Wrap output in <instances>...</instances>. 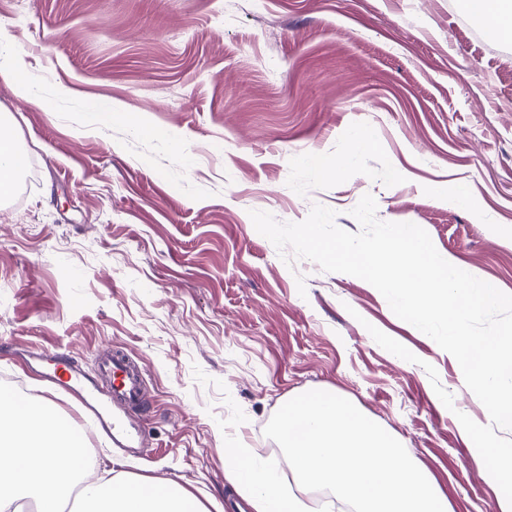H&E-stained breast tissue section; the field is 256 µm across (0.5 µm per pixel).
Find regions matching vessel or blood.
<instances>
[{"label":"vessel or blood","instance_id":"obj_1","mask_svg":"<svg viewBox=\"0 0 512 512\" xmlns=\"http://www.w3.org/2000/svg\"><path fill=\"white\" fill-rule=\"evenodd\" d=\"M39 373L58 390L74 395L112 447H141L146 434L137 421L146 407L141 374L119 350L103 353L87 371L63 349L35 347L28 355Z\"/></svg>","mask_w":512,"mask_h":512}]
</instances>
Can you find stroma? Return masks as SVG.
<instances>
[{
  "label": "stroma",
  "mask_w": 512,
  "mask_h": 512,
  "mask_svg": "<svg viewBox=\"0 0 512 512\" xmlns=\"http://www.w3.org/2000/svg\"><path fill=\"white\" fill-rule=\"evenodd\" d=\"M0 27L30 85L23 99L0 77V130L34 163L0 198V379L37 386L12 359L23 345L89 368L120 348L149 400L141 456L86 434L89 481L170 483L224 512L249 498L224 472L226 449L244 448L328 512L264 434L319 389L398 439L451 512H496L457 415L489 418L456 359L366 281L286 264L250 213L300 222L320 204L356 232L369 193L378 219L420 225L512 294V42L463 0H0ZM97 100L128 119L87 129Z\"/></svg>",
  "instance_id": "obj_1"
}]
</instances>
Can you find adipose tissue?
<instances>
[{"label": "adipose tissue", "mask_w": 512, "mask_h": 512, "mask_svg": "<svg viewBox=\"0 0 512 512\" xmlns=\"http://www.w3.org/2000/svg\"><path fill=\"white\" fill-rule=\"evenodd\" d=\"M475 453L484 462L488 481L498 489L497 512H512V448L482 446ZM224 467L252 489L250 504L254 512H306L300 500L283 495L276 477L259 468L246 449H228Z\"/></svg>", "instance_id": "1"}]
</instances>
